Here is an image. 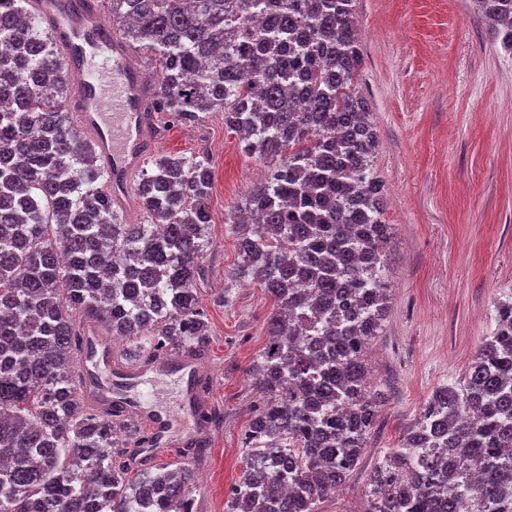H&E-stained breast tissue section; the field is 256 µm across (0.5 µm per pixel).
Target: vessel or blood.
Listing matches in <instances>:
<instances>
[{
	"label": "vessel or blood",
	"instance_id": "vessel-or-blood-1",
	"mask_svg": "<svg viewBox=\"0 0 512 512\" xmlns=\"http://www.w3.org/2000/svg\"><path fill=\"white\" fill-rule=\"evenodd\" d=\"M29 6L53 36L61 61L79 77L70 101L77 130L98 148L113 206L128 209L136 202L133 178L155 149L153 79L103 22L94 0H29ZM76 367L91 406L123 417L133 415L144 423L145 436L139 450L142 460H157L174 445L205 444L209 401L195 385L200 376L197 360L183 359L179 368L185 383L181 408L194 420L191 432L180 435L172 431L174 416L168 410L125 394L110 401L99 397L109 383L136 388L149 375L169 371L167 356H157L137 369L125 367L111 340L92 327L81 338Z\"/></svg>",
	"mask_w": 512,
	"mask_h": 512
}]
</instances>
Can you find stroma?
<instances>
[{
	"label": "stroma",
	"mask_w": 512,
	"mask_h": 512,
	"mask_svg": "<svg viewBox=\"0 0 512 512\" xmlns=\"http://www.w3.org/2000/svg\"><path fill=\"white\" fill-rule=\"evenodd\" d=\"M359 89L378 137L389 309L373 344L383 394L358 469L319 512H368L370 477L424 404L461 379L498 303L512 300V54L473 0H356ZM158 154L207 157L215 171L200 305L210 326L200 366L219 418L195 459L194 512H224L259 398L251 368L266 343L269 294L240 264L227 218L258 181L223 112L185 123L158 113ZM226 302H219V295Z\"/></svg>",
	"instance_id": "35a3bbf8"
}]
</instances>
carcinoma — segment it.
I'll return each mask as SVG.
<instances>
[{
	"instance_id": "cac0c4a2",
	"label": "carcinoma",
	"mask_w": 512,
	"mask_h": 512,
	"mask_svg": "<svg viewBox=\"0 0 512 512\" xmlns=\"http://www.w3.org/2000/svg\"><path fill=\"white\" fill-rule=\"evenodd\" d=\"M123 39L162 68L158 107L221 110L268 175L229 219L273 311L261 404L224 512H318L359 465L377 412L365 352L388 308L384 183L358 90L355 0H111ZM512 51V0H475ZM68 76L26 0H0V512H193L190 465L126 462L141 437L79 393L78 316L137 365L207 346L198 297L211 224L205 159L160 156L112 210L68 121ZM465 377L436 390L371 476L370 512H512V302Z\"/></svg>"
}]
</instances>
